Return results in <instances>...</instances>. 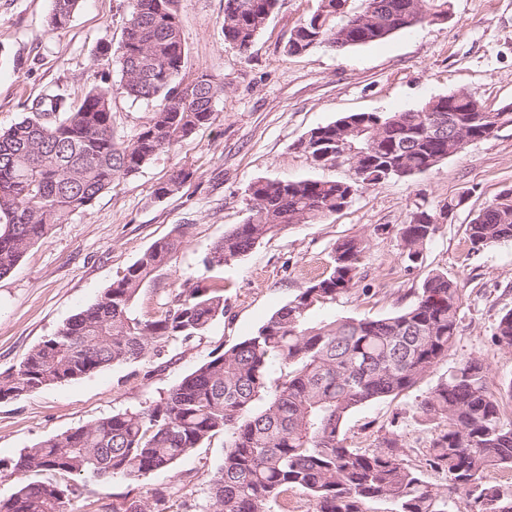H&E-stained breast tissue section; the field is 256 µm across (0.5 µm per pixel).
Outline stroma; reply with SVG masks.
Instances as JSON below:
<instances>
[{"label":"stroma","mask_w":512,"mask_h":512,"mask_svg":"<svg viewBox=\"0 0 512 512\" xmlns=\"http://www.w3.org/2000/svg\"><path fill=\"white\" fill-rule=\"evenodd\" d=\"M52 0H0V132L27 115L32 103L56 91L80 103L97 74L107 73L112 131L132 139L158 101L121 93L117 56L101 46L123 39L127 0H81L68 25L50 28ZM317 0H279L247 53L224 40V0H179L188 83L208 74L224 83L211 123L174 149L157 154L138 173L116 176L82 212L55 225L0 277V373L95 302L155 241L185 225V242L170 266L139 293L132 314H160L175 295L197 285L223 289L226 312L204 333L166 339L146 357L79 380L0 401V457L119 412L155 404L210 355L256 333L300 288L325 272L333 245L367 243L364 279L327 304L317 319L384 318L409 306L424 278L447 273L464 290L454 346L410 391L367 404L348 419V444L378 445L398 432L418 463L435 431L416 419V407L448 371L477 357L488 387L512 421V350L492 341L499 317L512 309V241L473 251L465 234L472 212L512 187V127L466 146L432 170L358 192L342 211L318 224H292L230 264L209 268L213 245L250 214L248 186L259 178L349 180L348 164L319 166L299 146L308 131L351 112H401L463 91L485 107L512 104V0H448L443 20L419 25L369 45L327 46L290 56L284 47ZM191 176L175 194L155 189L174 171ZM472 194L453 221L440 222L418 262L402 252L398 230L416 204L437 210L462 189ZM223 433L146 478L81 479L69 512H122L131 500L157 501L160 512H205L211 480L222 464Z\"/></svg>","instance_id":"1"}]
</instances>
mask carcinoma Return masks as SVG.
<instances>
[{
    "mask_svg": "<svg viewBox=\"0 0 512 512\" xmlns=\"http://www.w3.org/2000/svg\"><path fill=\"white\" fill-rule=\"evenodd\" d=\"M79 0H53L49 26L71 21ZM179 0H130L118 48L120 88L134 100L163 107L128 142L112 135L108 90L93 86L78 105L47 93L0 134V276L46 239L53 226L91 206L118 175L138 172L156 154L175 148L206 127L224 83L203 74L176 81L184 61ZM279 0H224V38L249 50ZM318 0L300 19L285 46L289 55L326 45L345 48L379 42L413 28L409 17L444 14L447 0ZM376 20L353 26L370 9ZM512 126V104L489 110L469 95L451 93L403 112L347 113L311 129L303 151L318 164L344 141L359 156L351 181H277L249 185L251 215L216 242L206 266H222L249 252L276 229L318 224L346 208L356 193L392 178L425 173L459 153L462 138L487 140ZM192 172L180 169L155 195L177 191ZM466 188L439 212L416 205L399 230L402 252L418 261L438 229L469 199ZM466 234L476 251L512 241V188L474 214ZM184 243V225L153 243L91 305L0 373V400L30 388L81 379L113 364L145 357L152 342L189 339L224 316V290L187 288L158 318L131 315L139 292L168 266ZM367 244L336 242L329 270L276 310L252 336L203 362L159 403L116 413L93 424L49 437L12 460L0 458V473L21 478L17 491L0 501V512H66L77 484L29 481L32 473L145 478L168 469L217 432L227 437L224 460L213 479L210 512H289L290 495L306 494L309 512H370L388 501L392 512H452L450 494L463 493L471 512H512V423L502 421L501 401L487 387V367L471 357L442 378L417 406L436 428L421 465L393 432L374 449L347 444L343 427L359 407L415 387L448 356L458 335L462 290L444 272L428 275L416 300L380 319H313L362 278ZM493 342L512 349V309L498 320ZM444 475L440 490L425 478Z\"/></svg>",
    "mask_w": 512,
    "mask_h": 512,
    "instance_id": "obj_1",
    "label": "carcinoma"
}]
</instances>
